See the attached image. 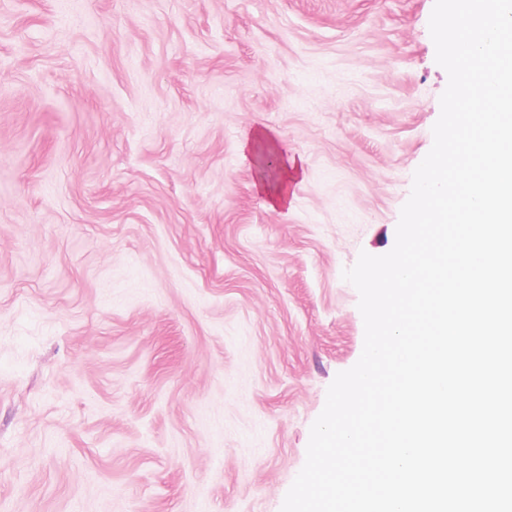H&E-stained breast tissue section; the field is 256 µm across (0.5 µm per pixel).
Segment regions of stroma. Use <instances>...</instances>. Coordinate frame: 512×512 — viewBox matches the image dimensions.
<instances>
[{"instance_id":"obj_1","label":"stroma","mask_w":512,"mask_h":512,"mask_svg":"<svg viewBox=\"0 0 512 512\" xmlns=\"http://www.w3.org/2000/svg\"><path fill=\"white\" fill-rule=\"evenodd\" d=\"M433 6L0 0V512H280L433 145ZM302 170V165L295 158H290L280 169L279 183L275 191H270L267 186L263 190L267 193L270 207L277 209L288 203V183Z\"/></svg>"}]
</instances>
